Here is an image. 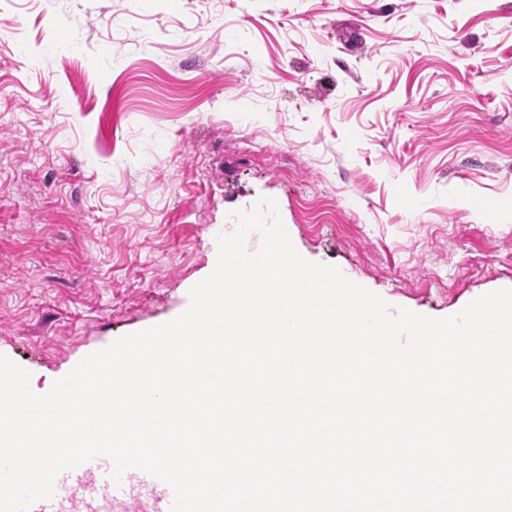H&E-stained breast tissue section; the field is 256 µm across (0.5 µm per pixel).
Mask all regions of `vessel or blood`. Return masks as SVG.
<instances>
[{"instance_id": "obj_1", "label": "vessel or blood", "mask_w": 512, "mask_h": 512, "mask_svg": "<svg viewBox=\"0 0 512 512\" xmlns=\"http://www.w3.org/2000/svg\"><path fill=\"white\" fill-rule=\"evenodd\" d=\"M111 470V460L101 456L59 473L53 497L35 502L30 512H170L169 485L139 469L116 482Z\"/></svg>"}]
</instances>
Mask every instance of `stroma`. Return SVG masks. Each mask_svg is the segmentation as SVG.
I'll return each mask as SVG.
<instances>
[{
    "instance_id": "1",
    "label": "stroma",
    "mask_w": 512,
    "mask_h": 512,
    "mask_svg": "<svg viewBox=\"0 0 512 512\" xmlns=\"http://www.w3.org/2000/svg\"><path fill=\"white\" fill-rule=\"evenodd\" d=\"M261 196L391 304L512 288V0H0V355L35 392L174 319Z\"/></svg>"
}]
</instances>
